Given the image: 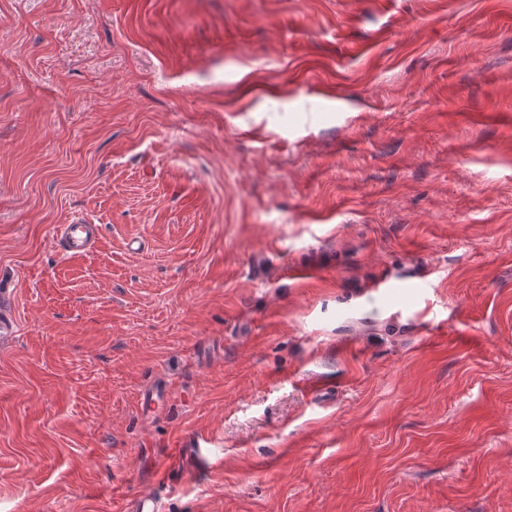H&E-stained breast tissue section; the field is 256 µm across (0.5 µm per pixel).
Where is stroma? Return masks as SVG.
Here are the masks:
<instances>
[{"mask_svg": "<svg viewBox=\"0 0 512 512\" xmlns=\"http://www.w3.org/2000/svg\"><path fill=\"white\" fill-rule=\"evenodd\" d=\"M0 316V512H512V0H0ZM95 224H86L81 219H73L69 224H58L54 237L61 242L66 252L80 254L88 251L94 242Z\"/></svg>", "mask_w": 512, "mask_h": 512, "instance_id": "1", "label": "stroma"}]
</instances>
